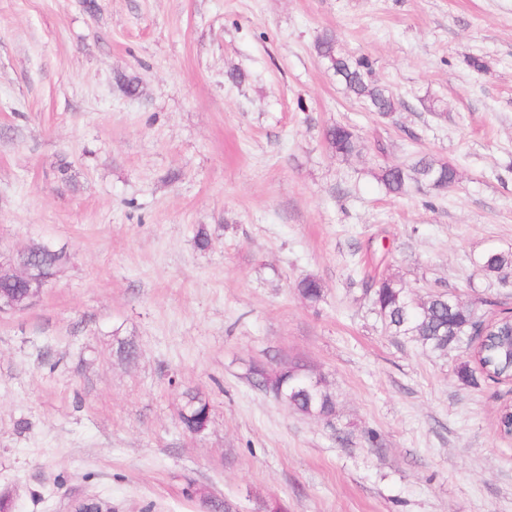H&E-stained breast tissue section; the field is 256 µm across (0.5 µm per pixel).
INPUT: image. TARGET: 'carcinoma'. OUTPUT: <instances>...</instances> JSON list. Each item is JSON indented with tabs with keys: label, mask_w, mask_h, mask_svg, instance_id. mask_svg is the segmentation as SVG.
I'll return each mask as SVG.
<instances>
[{
	"label": "carcinoma",
	"mask_w": 512,
	"mask_h": 512,
	"mask_svg": "<svg viewBox=\"0 0 512 512\" xmlns=\"http://www.w3.org/2000/svg\"><path fill=\"white\" fill-rule=\"evenodd\" d=\"M315 50L342 82L346 92L366 103L370 111L387 116L397 110L398 101L392 92L372 79L371 64L367 58L354 59L342 53L336 47V39L327 34L318 39ZM325 139L332 152L342 158L365 150V145L343 124L329 127ZM457 177L454 165L426 155L409 166H388L377 174V180L386 193L393 196L403 195L415 185L444 191L456 184ZM64 259L66 254L59 249L38 253L32 258L33 274L53 277ZM476 264L485 275L495 277L504 286L509 284L512 252L502 251L494 256L488 250L477 258ZM299 291L304 298L317 301L321 297L320 282L315 278H304L299 283ZM372 303L386 330L394 336L416 342L426 351L445 355L451 346L466 345L473 356L458 368L457 376L463 383L475 385L480 377L490 380L494 376L512 374V345L500 340L508 332L512 315L493 319L492 332L495 336L484 346L475 348L473 339L483 321L476 318L471 308L446 293L415 300L400 281L385 278L374 288ZM250 380L255 387L303 415L317 416L333 411L332 395L324 382L320 380L318 385H312L310 376L298 364L284 365L276 370L254 364L250 368ZM209 418V401L198 393L189 396L181 412L185 430L199 434L206 429Z\"/></svg>",
	"instance_id": "carcinoma-1"
}]
</instances>
